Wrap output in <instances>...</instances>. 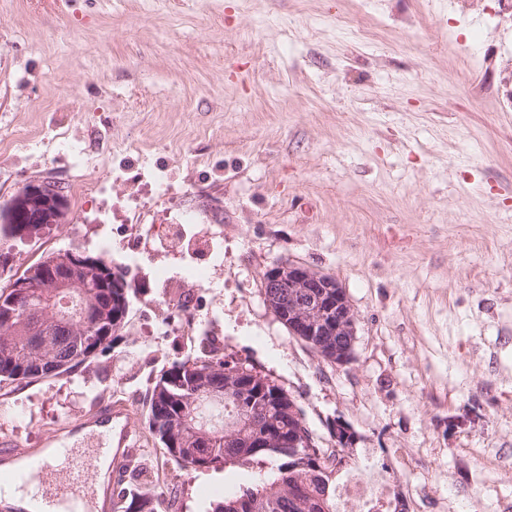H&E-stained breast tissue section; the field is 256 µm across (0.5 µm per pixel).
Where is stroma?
<instances>
[{"label":"stroma","instance_id":"obj_1","mask_svg":"<svg viewBox=\"0 0 512 512\" xmlns=\"http://www.w3.org/2000/svg\"><path fill=\"white\" fill-rule=\"evenodd\" d=\"M451 2L378 0L369 44L345 26L357 0H0V143L28 134L0 151V210L29 184L104 185L39 236L0 238V285L52 253L102 254L137 322L70 373L0 382V439L42 447L119 385L144 442L120 483L153 490L165 467L155 512H213L245 483L187 472L148 426L151 388L191 358L160 333L174 309L148 304L180 295L155 270L209 265L215 227L136 259L119 227L191 186L224 233L200 294L225 360L287 390L324 447L350 425L354 467L408 512H512V112L487 93L512 75V26L492 0ZM63 132L99 143L94 168L53 147ZM288 261L345 289L349 364L267 308L263 274Z\"/></svg>","mask_w":512,"mask_h":512}]
</instances>
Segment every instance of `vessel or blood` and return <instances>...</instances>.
<instances>
[{
    "label": "vessel or blood",
    "instance_id": "b4317fda",
    "mask_svg": "<svg viewBox=\"0 0 512 512\" xmlns=\"http://www.w3.org/2000/svg\"><path fill=\"white\" fill-rule=\"evenodd\" d=\"M120 417V412L102 407L87 419L96 444L91 457L61 440L51 448L25 449L14 441H1L0 501H37L43 512H112L111 503H99L88 473L97 456L109 459L113 472L123 469L134 439L126 429L113 435L112 423Z\"/></svg>",
    "mask_w": 512,
    "mask_h": 512
}]
</instances>
